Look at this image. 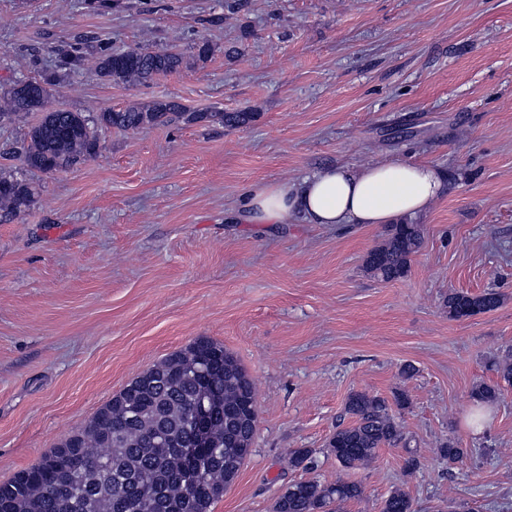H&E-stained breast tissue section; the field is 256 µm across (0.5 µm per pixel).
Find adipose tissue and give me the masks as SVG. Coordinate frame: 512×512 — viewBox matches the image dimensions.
Returning <instances> with one entry per match:
<instances>
[{"instance_id":"adipose-tissue-1","label":"adipose tissue","mask_w":512,"mask_h":512,"mask_svg":"<svg viewBox=\"0 0 512 512\" xmlns=\"http://www.w3.org/2000/svg\"><path fill=\"white\" fill-rule=\"evenodd\" d=\"M445 191V178L429 161L372 160L329 165L295 185L251 190L240 208L250 224H285L302 216L310 224H395L427 212Z\"/></svg>"}]
</instances>
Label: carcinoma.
I'll use <instances>...</instances> for the list:
<instances>
[{
    "label": "carcinoma",
    "mask_w": 512,
    "mask_h": 512,
    "mask_svg": "<svg viewBox=\"0 0 512 512\" xmlns=\"http://www.w3.org/2000/svg\"><path fill=\"white\" fill-rule=\"evenodd\" d=\"M59 67L83 69L93 63L99 76L132 87L147 86L183 64L173 49L117 51L108 44L88 49L79 43L55 48ZM48 79L17 81L0 97V120L19 112H39L24 147L27 166L44 172L67 169L91 156L98 132L137 131L181 120L244 127L253 112H189L173 100H151L119 110L86 115L67 109L45 112ZM28 183L0 168V215H15L32 202ZM419 224H389L382 242L370 250L365 268L375 278L405 277L422 244ZM501 295L450 292L443 299L448 316L466 318L496 308ZM497 380L477 384L471 398L494 403L502 384L512 386V352L493 364ZM219 394L207 424L208 447L197 460L193 480H186L180 445L187 439L194 407L202 389ZM345 413L353 419L338 426L326 448L345 468L367 466L379 448L404 439L402 425L387 401L366 392L351 394ZM258 426L254 383L238 358L224 344L199 338L171 353L132 379L101 407L82 429L61 440L32 466L0 484V512H211L236 481L253 452ZM450 463H462L468 450L452 439L438 449ZM288 464L308 470L313 450L292 448ZM364 490L355 482L323 483L314 478L289 484L272 512H344ZM381 512H415L402 489L392 490Z\"/></svg>",
    "instance_id": "cac0c4a2"
}]
</instances>
